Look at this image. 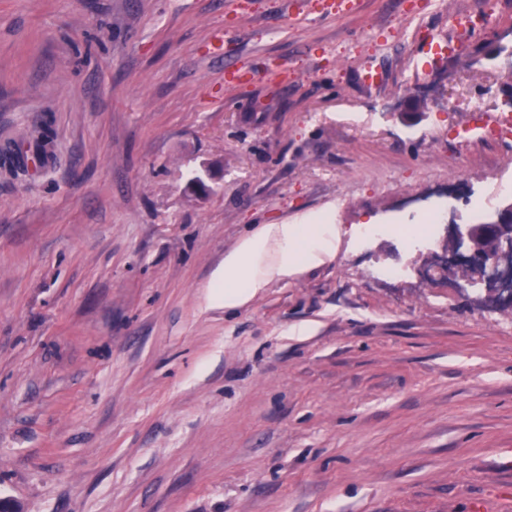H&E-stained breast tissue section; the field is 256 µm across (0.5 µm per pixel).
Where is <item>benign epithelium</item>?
<instances>
[{"mask_svg":"<svg viewBox=\"0 0 512 512\" xmlns=\"http://www.w3.org/2000/svg\"><path fill=\"white\" fill-rule=\"evenodd\" d=\"M453 236L461 247L433 256L423 272L462 265L476 271L477 279L485 282L488 301L512 299V204L500 208L485 224L453 226Z\"/></svg>","mask_w":512,"mask_h":512,"instance_id":"benign-epithelium-1","label":"benign epithelium"}]
</instances>
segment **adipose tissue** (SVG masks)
<instances>
[{
  "mask_svg": "<svg viewBox=\"0 0 512 512\" xmlns=\"http://www.w3.org/2000/svg\"><path fill=\"white\" fill-rule=\"evenodd\" d=\"M334 245V227L323 215L299 224L261 225L225 256L224 273L213 285L214 296L223 300L225 308L241 307L264 286L253 268L266 255L274 257L268 274L287 277L301 266L319 263Z\"/></svg>",
  "mask_w": 512,
  "mask_h": 512,
  "instance_id": "1",
  "label": "adipose tissue"
}]
</instances>
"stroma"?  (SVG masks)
I'll list each match as a JSON object with an SVG mask.
<instances>
[{"label":"stroma","mask_w":512,"mask_h":512,"mask_svg":"<svg viewBox=\"0 0 512 512\" xmlns=\"http://www.w3.org/2000/svg\"><path fill=\"white\" fill-rule=\"evenodd\" d=\"M507 115L512 0H0V496L512 512V314L419 274L512 202V139L454 136ZM318 214L320 264L210 304ZM327 215H319L299 224H263L224 257V273L211 288L224 301V309L238 308L253 298L264 280L253 267L271 251L276 259L267 273L288 277L301 266L319 263L335 245L334 224ZM224 288V289H223Z\"/></svg>","instance_id":"35a3bbf8"}]
</instances>
